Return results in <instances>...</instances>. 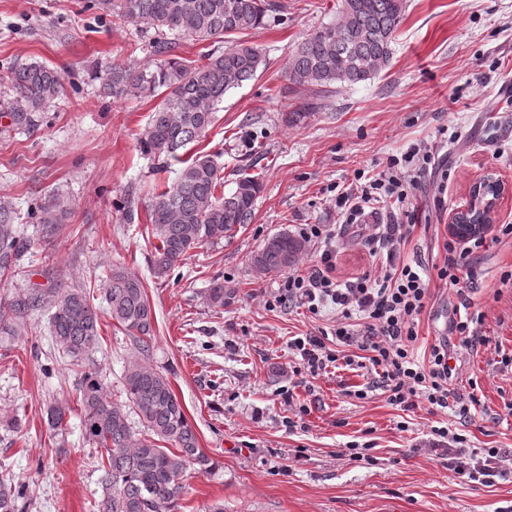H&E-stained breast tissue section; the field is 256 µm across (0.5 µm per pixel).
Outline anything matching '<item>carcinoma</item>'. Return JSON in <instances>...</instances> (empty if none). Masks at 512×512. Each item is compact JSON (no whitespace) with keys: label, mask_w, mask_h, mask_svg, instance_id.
I'll return each mask as SVG.
<instances>
[{"label":"carcinoma","mask_w":512,"mask_h":512,"mask_svg":"<svg viewBox=\"0 0 512 512\" xmlns=\"http://www.w3.org/2000/svg\"><path fill=\"white\" fill-rule=\"evenodd\" d=\"M406 0H339L336 21L307 35L290 51L286 80L295 87L311 86L323 97L333 87L352 86L376 77L390 63L395 34L406 13ZM86 9L142 24L147 29L175 32L195 41L216 42L262 28L282 16L277 0H87ZM154 67L112 65L104 70L102 92L114 100L158 97L160 101L139 138L141 152L160 164H179L177 177L157 192L149 212L151 234L157 240L151 270L164 276L199 247L214 246L234 227L252 222L263 186L262 172L237 169L234 188L223 190L224 167L211 154H188L212 126L224 95L252 79L265 65L261 48L239 41L204 56L192 65L173 55L176 43L166 37L153 41ZM12 96L0 102V118L21 131H34L46 112L64 95V80L40 61L9 70ZM41 233L56 232L57 213L64 201L55 196L38 207ZM16 212L0 199V273L18 266L27 249L17 235ZM306 242L287 230L268 237L250 256L259 277L283 273L295 266ZM105 299L112 319L146 357L154 343L155 311L142 280L114 265L106 279ZM50 317L55 340L77 360L98 342L99 316L80 288L52 292ZM126 401L108 395L97 370L82 375L79 389L81 427L85 440L99 454L98 484L102 494L94 512H179L187 466L213 470L199 448L193 425L166 375L132 359L125 367ZM47 425L56 434L67 427L66 408L51 406ZM24 486L0 478V512H21Z\"/></svg>","instance_id":"cac0c4a2"}]
</instances>
